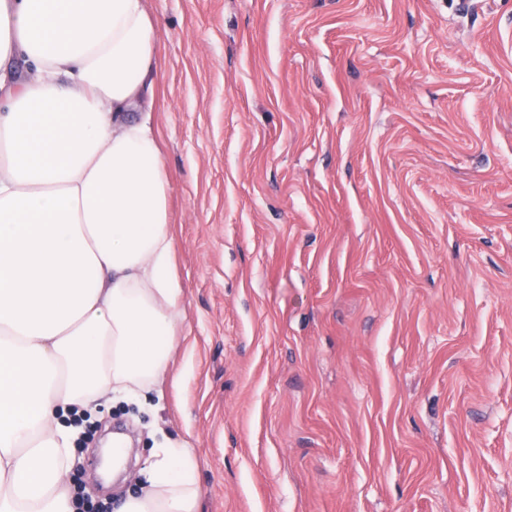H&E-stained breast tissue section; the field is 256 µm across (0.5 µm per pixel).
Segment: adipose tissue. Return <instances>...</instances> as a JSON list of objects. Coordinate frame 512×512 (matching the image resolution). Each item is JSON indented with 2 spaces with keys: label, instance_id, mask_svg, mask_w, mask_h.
<instances>
[{
  "label": "adipose tissue",
  "instance_id": "1",
  "mask_svg": "<svg viewBox=\"0 0 512 512\" xmlns=\"http://www.w3.org/2000/svg\"><path fill=\"white\" fill-rule=\"evenodd\" d=\"M144 0H0V512H75L72 413L154 416L185 321ZM116 512H198L158 429Z\"/></svg>",
  "mask_w": 512,
  "mask_h": 512
}]
</instances>
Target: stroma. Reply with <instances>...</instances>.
<instances>
[{"mask_svg":"<svg viewBox=\"0 0 512 512\" xmlns=\"http://www.w3.org/2000/svg\"><path fill=\"white\" fill-rule=\"evenodd\" d=\"M145 4L200 512H512V0Z\"/></svg>","mask_w":512,"mask_h":512,"instance_id":"obj_1","label":"stroma"}]
</instances>
